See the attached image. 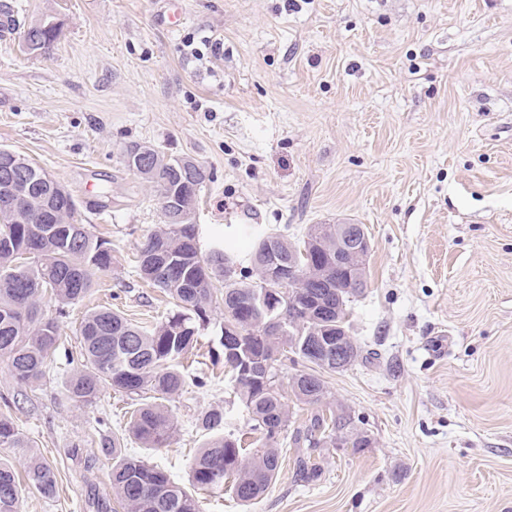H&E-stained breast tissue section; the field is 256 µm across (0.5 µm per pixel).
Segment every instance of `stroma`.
<instances>
[{
    "label": "stroma",
    "instance_id": "stroma-1",
    "mask_svg": "<svg viewBox=\"0 0 512 512\" xmlns=\"http://www.w3.org/2000/svg\"><path fill=\"white\" fill-rule=\"evenodd\" d=\"M9 2L0 148L66 185L114 258L68 307L39 381L17 385L0 364V402L18 401L28 442L0 459L20 469L35 455L58 478L20 512H124L114 445L188 484L207 440L198 415L229 405L209 335L183 362L167 447L132 437L134 403L111 387L88 404L66 392L88 309L137 322L170 309L137 272V244L164 216L123 165L134 142L211 171L201 250L223 241L246 267L243 228L296 242L342 222L371 243L348 316L366 356L324 375L367 446L322 449L302 482L282 435L263 498L198 489L203 512H512V0H178L176 22L167 0ZM46 15L61 36L31 54L23 32Z\"/></svg>",
    "mask_w": 512,
    "mask_h": 512
}]
</instances>
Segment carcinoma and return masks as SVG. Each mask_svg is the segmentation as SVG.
Listing matches in <instances>:
<instances>
[{
  "label": "carcinoma",
  "mask_w": 512,
  "mask_h": 512,
  "mask_svg": "<svg viewBox=\"0 0 512 512\" xmlns=\"http://www.w3.org/2000/svg\"><path fill=\"white\" fill-rule=\"evenodd\" d=\"M52 17L31 24L24 32L30 53H47L61 29L50 25ZM148 149L152 165L137 173L152 186L164 215V226L144 236L137 246L140 277L171 299L172 310L150 326L131 322L109 308L89 310L79 325L84 369L67 383L71 399L90 402L101 385L124 393L138 402L130 417V430L148 448L169 442L175 420L163 402L181 394L185 378L183 360L198 344L201 331L211 324L217 310L224 311L219 343L228 383L251 430L259 438L246 441L230 429L233 413L211 408L197 418L198 426L213 434L195 455L190 483L221 495L224 484L242 503L261 498L279 471L276 445L288 431V397L280 384L278 356L292 353L311 365V371L291 379L292 396L310 407V417L293 433L297 476L309 480L317 474L313 461L320 448L336 445L342 437L357 450L367 444L352 418L336 409L323 373L336 371V317L348 310L331 312L314 325L317 336L291 335L293 323L309 306L316 291L336 300V284L345 283L356 271L336 264L335 251L325 252L306 243L277 236L278 257L296 259L292 280L277 288L268 279L267 240L261 236L251 253V268L226 277L235 258L217 244L202 252L195 224L199 193L190 186L211 180L207 168L190 157L172 158L154 145L132 143L125 153ZM29 265H19L22 256ZM112 270L111 243L82 223L71 194L60 196L47 181L30 187L23 213L0 211V363L18 385L31 384L45 374L61 341L59 317L80 302L96 280ZM224 280V289L214 281ZM273 288L271 315H258L256 295ZM50 294L56 316L42 312V300ZM284 324L280 336L264 334L261 324L272 319ZM239 325L241 336H227L225 329ZM0 447L27 448L11 415L0 411ZM28 489L45 498L57 491L54 469L36 457L25 465ZM112 494L127 512H201L199 501L163 468L150 466L112 446ZM21 485L15 468L0 461V512H19Z\"/></svg>",
  "instance_id": "1"
}]
</instances>
